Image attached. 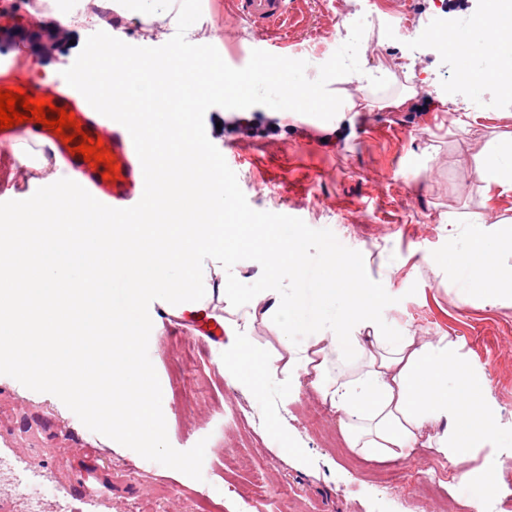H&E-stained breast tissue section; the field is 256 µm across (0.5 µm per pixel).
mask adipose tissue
<instances>
[{
  "mask_svg": "<svg viewBox=\"0 0 512 512\" xmlns=\"http://www.w3.org/2000/svg\"><path fill=\"white\" fill-rule=\"evenodd\" d=\"M107 0H86L73 15L58 0L46 13L49 33L86 31L96 39L78 75L90 94L103 101L131 102L142 111L129 87L154 88L150 106L155 125L164 127L171 150L157 165L167 187L158 199L135 211L119 208L92 213L85 198L58 181L48 158L37 167L44 185L38 209L21 208L0 251V346L38 362L47 381L65 379L76 400L93 393L104 416L129 438L148 430L155 408L153 386L133 346L114 353L112 364L73 350L71 373L61 374L53 339L71 335L89 317L111 319L116 338H124L145 296H158L166 312L181 318L220 305L229 338L224 374L241 383L242 369L266 364L259 399L282 396L290 379L306 375L323 402L340 415L349 447L390 460L409 458L423 448L464 463L477 449H496L500 430L486 400L482 372L465 365L457 343L430 340L388 319L380 289L361 283L354 258L328 250L321 264L306 261L299 239L284 236L268 249L263 281L254 285L228 276L224 251L229 235L224 173L211 163L187 131L166 123L172 102L190 112L223 90L224 75L204 67L205 55H173L165 66L127 58L122 41L104 17ZM119 14L152 25L166 19L184 24L195 17L193 0H121ZM482 35L461 58L472 80L466 91L480 99L494 91L496 101L512 106V84L490 89L483 78L492 65L512 66V17L498 14L476 20ZM111 71V83L99 72ZM285 84L253 79V92L278 96L280 105L301 112L318 103L327 120L360 112L361 100L332 92L323 74L308 75L289 65ZM485 200L512 192V139L485 143L475 157ZM206 192L214 203L205 223H197L192 191ZM56 224L41 234L45 221ZM111 263L121 275L95 289L77 278L61 280L58 267ZM463 292L490 307L512 306V227L490 233L488 220L472 217L462 239L441 262ZM278 329L284 354L270 355L254 340L257 320Z\"/></svg>",
  "mask_w": 512,
  "mask_h": 512,
  "instance_id": "1",
  "label": "adipose tissue"
}]
</instances>
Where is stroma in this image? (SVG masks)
Masks as SVG:
<instances>
[{
    "mask_svg": "<svg viewBox=\"0 0 512 512\" xmlns=\"http://www.w3.org/2000/svg\"><path fill=\"white\" fill-rule=\"evenodd\" d=\"M29 2L0 0V70L19 68L28 81L34 78L28 62L41 44L32 39L24 51L13 36L33 31ZM414 2V33L393 42L380 29L400 21L405 0H296L288 27L264 35L247 19H232L231 0H197L188 41L203 43L220 30L216 48L234 68L246 66L256 48L291 56L292 41L303 37L316 68L335 79L341 53L335 20L350 10L373 12L369 42L377 57L397 66L383 85L342 82V90L364 97L367 106L336 126L312 111L283 110L275 136L225 133L210 122L205 129L253 209L330 229L362 254L368 276L395 297L385 309L388 318L416 335L458 342L468 363L484 373L496 422L509 435L512 307L478 304L432 263L451 246L449 215L465 220L490 208L512 219V193L485 206L474 165L478 143L512 137V111L464 92L449 94L444 72L457 62L427 49L415 52L433 2ZM412 86L416 96L396 104ZM224 357V345L198 336L191 321H164L150 360L162 398L155 415L162 432L156 451L141 452L137 465L129 443L115 437L93 406L74 414L66 387L0 362V440L23 448L57 482L77 489L91 479L106 485L112 512H408V501L428 484L468 507L467 495L448 489L462 466L424 449L413 459L379 463L347 448L336 413L307 378L294 381L279 407L288 437H276L251 392L262 381L260 363L249 366L246 390L225 378ZM238 453L259 465L265 488L252 487L249 471L225 467ZM212 484L223 486L224 498L210 494Z\"/></svg>",
    "mask_w": 512,
    "mask_h": 512,
    "instance_id": "35a3bbf8",
    "label": "stroma"
}]
</instances>
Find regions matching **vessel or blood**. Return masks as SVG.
Segmentation results:
<instances>
[{
    "label": "vessel or blood",
    "instance_id": "obj_1",
    "mask_svg": "<svg viewBox=\"0 0 512 512\" xmlns=\"http://www.w3.org/2000/svg\"><path fill=\"white\" fill-rule=\"evenodd\" d=\"M238 17L252 21L257 30L269 23H283L291 13V0H236ZM22 89L34 99H47L58 108L72 113L82 131L94 140H102L112 153L119 170L116 179H105L106 164H90L83 155L70 152L58 134L36 121H26L0 129V152L8 150L15 135H25L30 144L51 139L70 175L69 187L94 199L99 209L107 210L118 203L134 204L156 196L162 182L150 154L142 141V131L149 117L144 112H122L77 88L58 90L31 83L22 78L0 79V91ZM8 468L13 484L27 504V512H43L42 504L50 498H72L74 512H102L107 503L105 490L74 493L51 483L40 463L17 453L11 445L0 442V468Z\"/></svg>",
    "mask_w": 512,
    "mask_h": 512
}]
</instances>
